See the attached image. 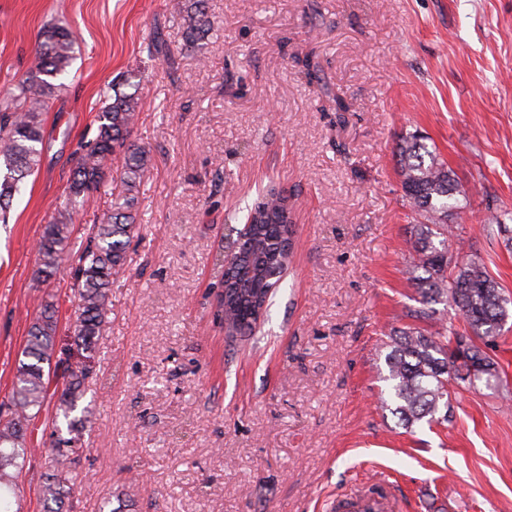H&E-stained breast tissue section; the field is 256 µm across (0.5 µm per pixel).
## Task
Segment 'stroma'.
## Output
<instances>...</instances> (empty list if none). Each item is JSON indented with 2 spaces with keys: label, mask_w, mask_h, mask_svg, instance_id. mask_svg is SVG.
I'll list each match as a JSON object with an SVG mask.
<instances>
[{
  "label": "stroma",
  "mask_w": 512,
  "mask_h": 512,
  "mask_svg": "<svg viewBox=\"0 0 512 512\" xmlns=\"http://www.w3.org/2000/svg\"><path fill=\"white\" fill-rule=\"evenodd\" d=\"M175 3L0 0V94L29 76L46 25L76 37L40 160L0 223V402L44 298L68 334L74 266L39 278L35 246L97 133L101 88L131 77V139L151 162L88 382L75 512L111 496L126 512H325L382 475L406 512H512V318L483 346L501 388L452 382L448 419L410 429L384 404L386 345L419 299L403 138L453 171L458 231L512 299V247L484 229L512 214V0H207L195 48ZM157 35L167 59L148 54ZM121 163L75 213L71 253L111 214ZM272 182L294 203L293 261L264 324L228 337L213 286L244 222L225 215ZM52 411L28 426L10 512L43 510Z\"/></svg>",
  "instance_id": "stroma-1"
}]
</instances>
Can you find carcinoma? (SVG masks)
I'll list each match as a JSON object with an SVG mask.
<instances>
[{
    "label": "carcinoma",
    "mask_w": 512,
    "mask_h": 512,
    "mask_svg": "<svg viewBox=\"0 0 512 512\" xmlns=\"http://www.w3.org/2000/svg\"><path fill=\"white\" fill-rule=\"evenodd\" d=\"M194 13L185 33L197 45L206 20L205 0H194ZM74 40L68 26L53 23L39 35L31 75L15 83L0 97V220L6 221L9 201L20 191L23 179L37 165L43 142L42 113L61 85L55 79L73 60ZM126 92L110 86L112 94L97 113V134L81 148L68 185L66 203L57 209L38 241L37 273L50 278L65 262L72 216L90 194L105 182V162L120 156L123 191L113 203L112 214L93 226L78 257L75 270L73 322L65 356L52 361L58 331V306L42 304L31 324L18 360L10 415L0 417V512H9L8 499L28 455L25 446L28 421L38 416L47 400L54 401L52 448L45 456L46 473L41 486L45 512H63L76 483V465L84 451L88 407L83 405L87 381L93 374L97 339L110 311L112 272L123 267L136 232L137 183L150 164L146 148L130 141L141 102L139 85ZM401 185L413 210L425 219L411 225L415 257L405 271L416 288L419 306L408 312L415 321L427 322L434 305L454 306L471 334L445 327L429 333L419 327L395 331L387 355L392 414L411 428L422 421L448 418V385L462 381L472 387L502 385L495 362L473 343L472 337L493 340L508 317L507 299L473 257H464V238L450 224L462 203L453 173L436 157L424 158L426 148L411 136L399 147ZM249 231L233 240L231 266L224 291L215 293V317L230 334L250 336L268 314L270 299L291 263L292 205L288 194L274 186L260 192L246 208ZM55 375L54 391L48 390Z\"/></svg>",
    "instance_id": "cac0c4a2"
}]
</instances>
